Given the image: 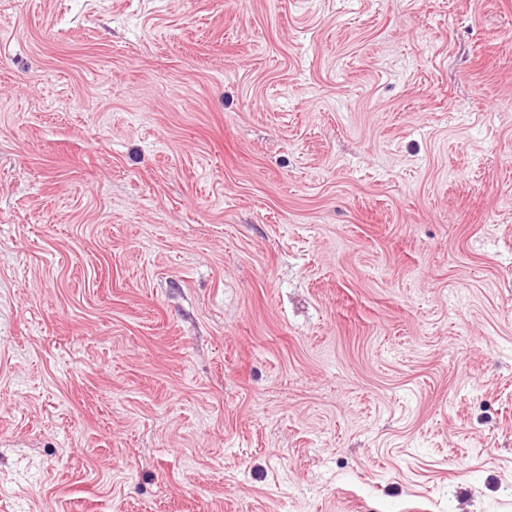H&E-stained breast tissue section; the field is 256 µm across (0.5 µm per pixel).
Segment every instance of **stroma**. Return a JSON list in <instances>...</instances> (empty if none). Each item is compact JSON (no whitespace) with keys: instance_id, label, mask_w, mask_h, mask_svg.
I'll return each instance as SVG.
<instances>
[{"instance_id":"stroma-1","label":"stroma","mask_w":512,"mask_h":512,"mask_svg":"<svg viewBox=\"0 0 512 512\" xmlns=\"http://www.w3.org/2000/svg\"><path fill=\"white\" fill-rule=\"evenodd\" d=\"M0 512H512V0H0Z\"/></svg>"}]
</instances>
